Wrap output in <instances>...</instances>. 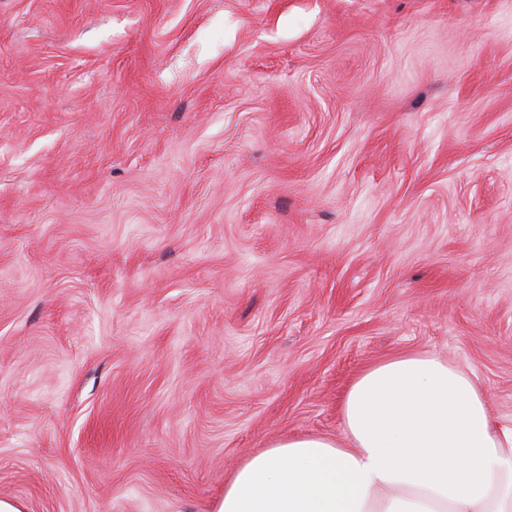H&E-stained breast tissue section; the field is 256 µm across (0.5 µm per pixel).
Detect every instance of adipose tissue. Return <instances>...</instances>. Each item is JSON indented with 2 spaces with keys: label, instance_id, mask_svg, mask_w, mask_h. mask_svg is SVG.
I'll list each match as a JSON object with an SVG mask.
<instances>
[{
  "label": "adipose tissue",
  "instance_id": "ef3b65f1",
  "mask_svg": "<svg viewBox=\"0 0 512 512\" xmlns=\"http://www.w3.org/2000/svg\"><path fill=\"white\" fill-rule=\"evenodd\" d=\"M343 436L282 439L247 455L213 512H512V420L477 378L434 353L363 369Z\"/></svg>",
  "mask_w": 512,
  "mask_h": 512
}]
</instances>
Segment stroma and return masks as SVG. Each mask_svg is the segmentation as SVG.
Returning a JSON list of instances; mask_svg holds the SVG:
<instances>
[{"mask_svg": "<svg viewBox=\"0 0 512 512\" xmlns=\"http://www.w3.org/2000/svg\"><path fill=\"white\" fill-rule=\"evenodd\" d=\"M405 352L512 418V0H0V498L213 512Z\"/></svg>", "mask_w": 512, "mask_h": 512, "instance_id": "obj_1", "label": "stroma"}]
</instances>
